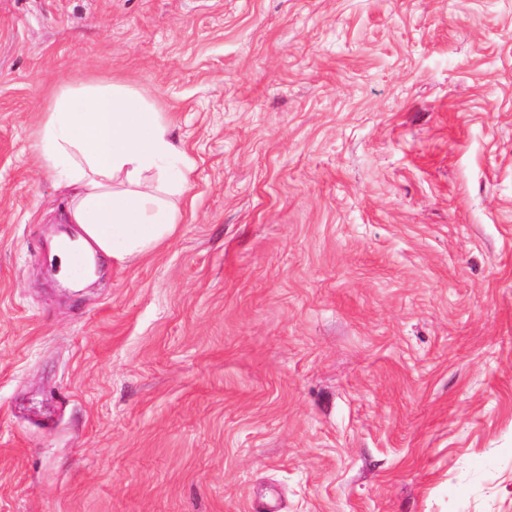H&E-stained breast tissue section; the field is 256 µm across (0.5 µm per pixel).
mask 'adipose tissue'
<instances>
[{"mask_svg":"<svg viewBox=\"0 0 512 512\" xmlns=\"http://www.w3.org/2000/svg\"><path fill=\"white\" fill-rule=\"evenodd\" d=\"M181 152L163 114L125 85L55 94L35 131L34 158L57 187L72 192L65 219L81 233L72 251L59 254L66 270H75L89 247L124 262L175 233L176 199L188 190L193 165L174 177L162 162Z\"/></svg>","mask_w":512,"mask_h":512,"instance_id":"ef3b65f1","label":"adipose tissue"}]
</instances>
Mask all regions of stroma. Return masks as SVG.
Masks as SVG:
<instances>
[{
  "label": "stroma",
  "instance_id": "35a3bbf8",
  "mask_svg": "<svg viewBox=\"0 0 512 512\" xmlns=\"http://www.w3.org/2000/svg\"><path fill=\"white\" fill-rule=\"evenodd\" d=\"M118 81L176 234L49 259L51 90ZM512 512V0H0V512Z\"/></svg>",
  "mask_w": 512,
  "mask_h": 512
}]
</instances>
